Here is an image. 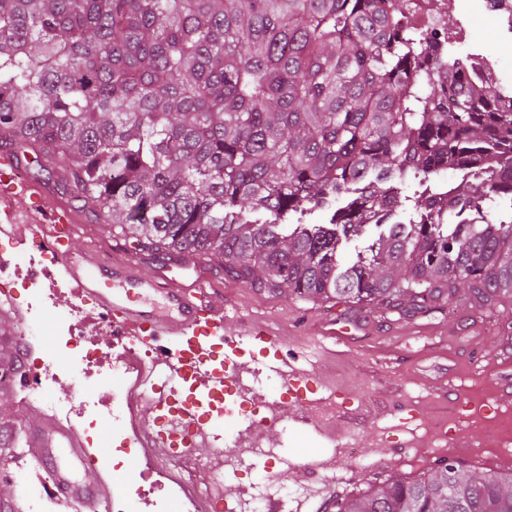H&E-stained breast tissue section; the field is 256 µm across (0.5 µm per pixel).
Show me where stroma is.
Wrapping results in <instances>:
<instances>
[{
  "instance_id": "1",
  "label": "stroma",
  "mask_w": 512,
  "mask_h": 512,
  "mask_svg": "<svg viewBox=\"0 0 512 512\" xmlns=\"http://www.w3.org/2000/svg\"><path fill=\"white\" fill-rule=\"evenodd\" d=\"M471 27L496 61L501 87L511 88L512 40L497 37L494 24L483 18ZM83 226L98 241L122 242L145 269L165 263L179 277L189 263L211 273L224 292L229 330L271 328L283 338L284 353L315 377L320 396L334 398L322 428L287 423L275 432L296 454L337 447L344 457L338 470L281 476L279 484L289 492L283 512L314 483L332 484L337 499H352L389 478L414 479L442 458L485 472L488 459L512 456V435L498 428L512 418L511 300L483 309L462 300L409 317L374 303L350 310L333 301L256 290L225 276L204 254L161 259L90 218ZM17 295L29 311L21 324L0 318V423L39 422L25 393L11 386L30 345L42 357L57 358L56 376L46 384L49 402L102 399L107 384L64 367L62 316L72 301L54 297L43 278ZM330 322L345 330L344 341L320 336V326Z\"/></svg>"
}]
</instances>
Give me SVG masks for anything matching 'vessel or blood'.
Returning a JSON list of instances; mask_svg holds the SVG:
<instances>
[{
	"mask_svg": "<svg viewBox=\"0 0 512 512\" xmlns=\"http://www.w3.org/2000/svg\"><path fill=\"white\" fill-rule=\"evenodd\" d=\"M23 159L12 146L0 147V237L17 249L28 243L42 246L41 270L50 280L68 284L72 298L88 305L98 318L112 324V358L127 365L132 378L123 385L126 423L140 448L121 477L97 467L82 438L56 416L43 424L20 427L12 437L18 459L44 460L49 438L61 436L71 454L82 462L85 477L74 481L61 469H47L46 490L72 512H108L111 503L127 498L144 464L157 449L170 447L178 432L191 440L180 460L208 452L223 465L230 457L214 419L204 418L198 398L232 390L239 404H261L268 411L263 424H249L256 455L277 460L281 473L299 468L314 472L338 462V454L291 459L281 455L271 434L284 420H298L300 411L316 403L317 387L310 373L289 360L283 341L273 331L253 328L229 332L224 322V298L209 274L197 271L178 280L164 268L144 271L122 245L104 250L101 243L82 241V219L63 197L39 183L22 178ZM18 265L14 256L0 255V315L24 320L26 311L13 293ZM276 377L288 400L262 399L246 382L259 375Z\"/></svg>",
	"mask_w": 512,
	"mask_h": 512,
	"instance_id": "1",
	"label": "vessel or blood"
}]
</instances>
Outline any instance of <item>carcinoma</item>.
Returning <instances> with one entry per match:
<instances>
[{"label":"carcinoma","mask_w":512,"mask_h":512,"mask_svg":"<svg viewBox=\"0 0 512 512\" xmlns=\"http://www.w3.org/2000/svg\"><path fill=\"white\" fill-rule=\"evenodd\" d=\"M408 7L0 0V142L41 156L63 193L154 254H205L268 292L405 313L462 285L482 308L512 296V215L487 211L512 195V93L445 87L463 60L447 34L406 29ZM448 170L461 179L444 188ZM331 206L326 223L304 222ZM336 509L512 512V476L443 458Z\"/></svg>","instance_id":"cac0c4a2"}]
</instances>
